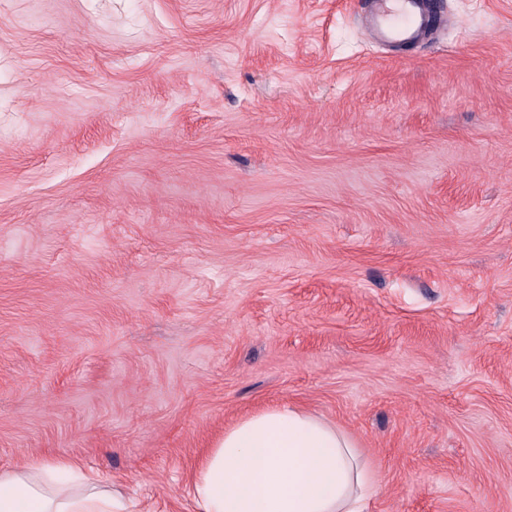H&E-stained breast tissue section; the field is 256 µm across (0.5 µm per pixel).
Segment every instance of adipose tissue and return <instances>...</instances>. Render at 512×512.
<instances>
[{
    "instance_id": "1",
    "label": "adipose tissue",
    "mask_w": 512,
    "mask_h": 512,
    "mask_svg": "<svg viewBox=\"0 0 512 512\" xmlns=\"http://www.w3.org/2000/svg\"><path fill=\"white\" fill-rule=\"evenodd\" d=\"M377 490L354 437L283 405L246 416L202 455L192 512H362ZM0 512H138L112 484L64 458L0 469Z\"/></svg>"
}]
</instances>
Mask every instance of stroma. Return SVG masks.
Listing matches in <instances>:
<instances>
[{
  "label": "stroma",
  "mask_w": 512,
  "mask_h": 512,
  "mask_svg": "<svg viewBox=\"0 0 512 512\" xmlns=\"http://www.w3.org/2000/svg\"><path fill=\"white\" fill-rule=\"evenodd\" d=\"M0 0V467L148 512L291 405L365 512H512V0ZM426 0H376L381 31L392 40H416L426 23Z\"/></svg>",
  "instance_id": "35a3bbf8"
}]
</instances>
